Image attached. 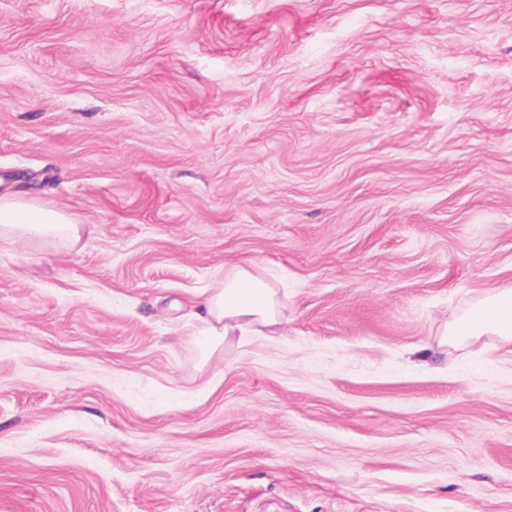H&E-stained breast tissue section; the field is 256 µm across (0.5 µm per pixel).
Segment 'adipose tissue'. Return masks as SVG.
<instances>
[{
    "label": "adipose tissue",
    "mask_w": 512,
    "mask_h": 512,
    "mask_svg": "<svg viewBox=\"0 0 512 512\" xmlns=\"http://www.w3.org/2000/svg\"><path fill=\"white\" fill-rule=\"evenodd\" d=\"M76 224L62 212L36 201L0 198V238L27 234L61 241L78 238ZM210 350L233 346L235 339L264 335L280 325L277 291L271 281L239 268L215 281L201 302ZM492 335L512 339V289L495 291L472 303L439 329L441 344Z\"/></svg>",
    "instance_id": "ef3b65f1"
}]
</instances>
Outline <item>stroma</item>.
I'll return each instance as SVG.
<instances>
[{"instance_id":"obj_1","label":"stroma","mask_w":512,"mask_h":512,"mask_svg":"<svg viewBox=\"0 0 512 512\" xmlns=\"http://www.w3.org/2000/svg\"><path fill=\"white\" fill-rule=\"evenodd\" d=\"M5 195L0 512H512V0H0ZM78 232V226L62 212L33 200L0 198V238L37 234L75 241ZM210 352L231 347L248 336H268L265 328L281 324L280 302L272 282L246 268L215 281L201 302ZM492 335L512 339V289L495 291L472 303L463 313L447 320L439 329L440 343L460 342Z\"/></svg>"}]
</instances>
